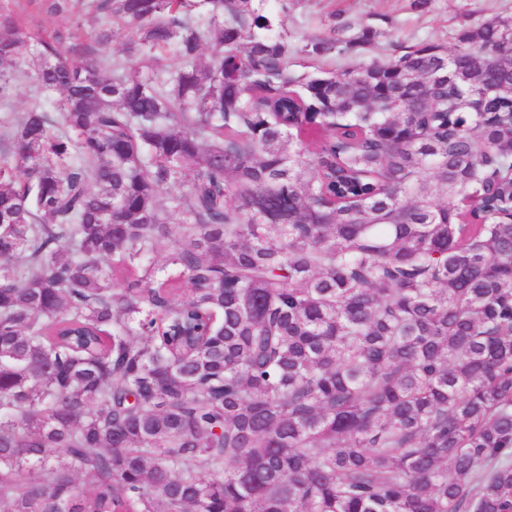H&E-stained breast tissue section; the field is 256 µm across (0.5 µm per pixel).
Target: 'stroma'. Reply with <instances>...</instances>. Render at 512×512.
I'll list each match as a JSON object with an SVG mask.
<instances>
[{
  "label": "stroma",
  "instance_id": "35a3bbf8",
  "mask_svg": "<svg viewBox=\"0 0 512 512\" xmlns=\"http://www.w3.org/2000/svg\"><path fill=\"white\" fill-rule=\"evenodd\" d=\"M337 16L373 26L378 32L374 43L357 48L348 58L312 60L302 54L305 39L327 34ZM493 18L512 19V0H429L422 7L414 6L413 0H288L285 32L298 69L314 72L369 63L397 40L407 44L431 41L451 48L461 33ZM40 100L34 80L26 70H19L8 104H0V142L12 135L16 114Z\"/></svg>",
  "mask_w": 512,
  "mask_h": 512
}]
</instances>
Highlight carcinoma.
I'll return each instance as SVG.
<instances>
[{"label": "carcinoma", "instance_id": "carcinoma-1", "mask_svg": "<svg viewBox=\"0 0 512 512\" xmlns=\"http://www.w3.org/2000/svg\"><path fill=\"white\" fill-rule=\"evenodd\" d=\"M266 2L0 0V512H512V20ZM414 0H289L285 32L292 47L294 68L311 72L342 69L349 64H366L383 53L392 41L406 44L437 42L453 49L457 37L479 22L493 18L512 19V0H429L416 7ZM340 15L358 25L369 24L378 31L373 44L359 47L354 55L325 57L314 61L299 50L310 35L329 32ZM287 34V35H286ZM27 70L25 65L20 66L8 104H0V142L12 136L17 113L24 112L35 103H44L30 73L27 75Z\"/></svg>", "mask_w": 512, "mask_h": 512}]
</instances>
